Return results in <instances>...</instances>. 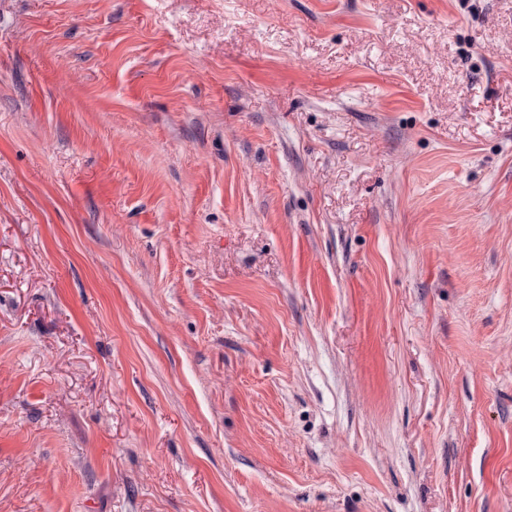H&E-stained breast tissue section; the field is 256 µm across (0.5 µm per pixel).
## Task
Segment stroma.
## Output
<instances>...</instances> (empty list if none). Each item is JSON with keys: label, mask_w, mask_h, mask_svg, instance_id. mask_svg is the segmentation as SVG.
Masks as SVG:
<instances>
[{"label": "stroma", "mask_w": 512, "mask_h": 512, "mask_svg": "<svg viewBox=\"0 0 512 512\" xmlns=\"http://www.w3.org/2000/svg\"><path fill=\"white\" fill-rule=\"evenodd\" d=\"M0 512H512V0H0Z\"/></svg>", "instance_id": "35a3bbf8"}]
</instances>
